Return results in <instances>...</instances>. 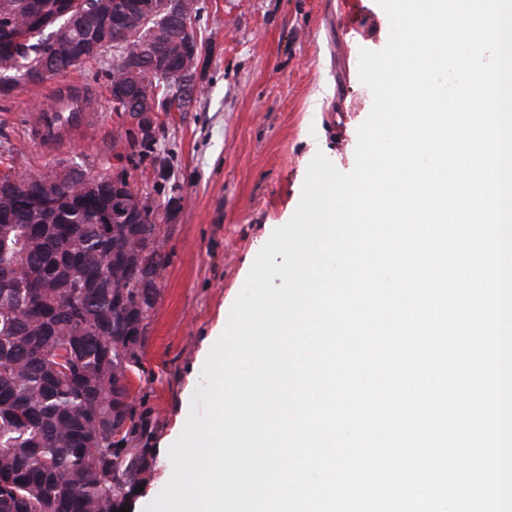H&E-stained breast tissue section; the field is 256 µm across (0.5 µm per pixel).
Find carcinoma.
Masks as SVG:
<instances>
[{
    "label": "carcinoma",
    "mask_w": 512,
    "mask_h": 512,
    "mask_svg": "<svg viewBox=\"0 0 512 512\" xmlns=\"http://www.w3.org/2000/svg\"><path fill=\"white\" fill-rule=\"evenodd\" d=\"M31 2L0 0L9 11L0 27L21 35L0 36V84H10L1 99L99 61H77L52 39L69 25L61 0H37L43 23ZM100 3L88 0L79 38H110L104 26H124L115 11L99 16ZM45 55L59 62L49 76L40 72ZM145 65L164 111H174L178 46L159 47ZM106 77L115 110L126 79L113 67ZM70 193L82 206L44 222L0 181V512H116L153 465L150 422L133 406L130 375L160 296L157 272L169 260L155 217L172 199L142 197V223L113 224L106 234L111 186L75 183Z\"/></svg>",
    "instance_id": "1"
}]
</instances>
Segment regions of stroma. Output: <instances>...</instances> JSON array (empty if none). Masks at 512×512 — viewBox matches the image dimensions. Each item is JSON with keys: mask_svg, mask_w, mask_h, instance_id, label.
<instances>
[{"mask_svg": "<svg viewBox=\"0 0 512 512\" xmlns=\"http://www.w3.org/2000/svg\"><path fill=\"white\" fill-rule=\"evenodd\" d=\"M200 0L197 32L206 59L191 111L154 115L153 143L128 168L134 188H152L156 167L184 204L166 241L170 263L131 377L137 412L150 421L155 464L131 512H146L171 478L169 448L182 435L212 348L260 250L296 212L307 170L323 154L339 171L355 166L358 128L372 109L359 78V53L383 49L390 25L377 0ZM360 26L350 40L346 26ZM44 85L0 103V151L22 169L56 162L110 171L121 114L103 101L104 125L91 141L56 157L24 142L21 112L43 100ZM320 151H312L311 139Z\"/></svg>", "mask_w": 512, "mask_h": 512, "instance_id": "obj_1", "label": "stroma"}]
</instances>
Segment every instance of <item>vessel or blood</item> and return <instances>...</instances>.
I'll return each mask as SVG.
<instances>
[{"label":"vessel or blood","instance_id":"vessel-or-blood-1","mask_svg":"<svg viewBox=\"0 0 512 512\" xmlns=\"http://www.w3.org/2000/svg\"><path fill=\"white\" fill-rule=\"evenodd\" d=\"M49 96L54 111L25 112L21 121L28 143L42 154L53 156L74 139L95 130L102 122V111L100 95L91 87H80L73 95L68 86L56 85Z\"/></svg>","mask_w":512,"mask_h":512}]
</instances>
